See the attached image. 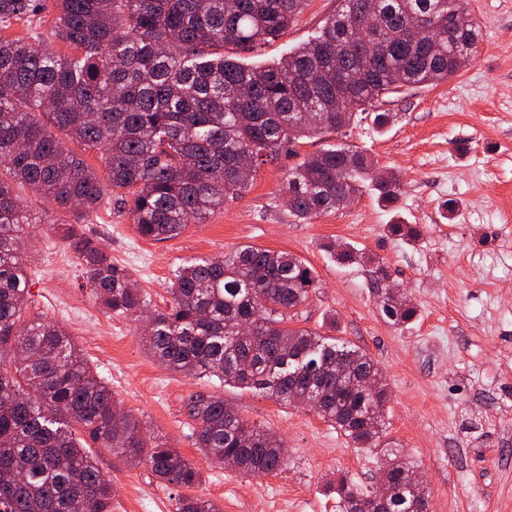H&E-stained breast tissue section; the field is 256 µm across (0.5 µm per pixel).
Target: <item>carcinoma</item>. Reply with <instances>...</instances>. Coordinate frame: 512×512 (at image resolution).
Segmentation results:
<instances>
[{
  "label": "carcinoma",
  "instance_id": "carcinoma-1",
  "mask_svg": "<svg viewBox=\"0 0 512 512\" xmlns=\"http://www.w3.org/2000/svg\"><path fill=\"white\" fill-rule=\"evenodd\" d=\"M306 2L56 0L51 36L74 53H56L36 33L0 37V167L10 175L0 178V512H111L112 483L82 443L86 437L169 484L190 490L202 482L179 450L146 438L142 421L114 400L65 328L24 319L29 278L21 241L32 218L13 182L80 216L117 194L141 237L171 240L243 193L257 169L294 141L340 130L387 95L446 82L476 53L479 31L467 0H339L287 57L269 66L237 60V52L279 38ZM40 8V0H0V31ZM421 26L428 36L414 44L409 35ZM338 71L349 80L342 91ZM70 142L103 150L105 177ZM366 188L390 205L401 184L372 155L342 144L305 157L284 181L288 205L303 221ZM386 229L407 242L421 236L419 225L402 220ZM63 241L106 309L136 317L151 311L143 343L155 361L309 407L356 448L379 440L390 391L377 364L347 342L288 326L319 287L297 257L243 246L190 261L174 270L170 309L158 311L97 238L69 224ZM329 253L339 263L358 256L350 245ZM374 274L386 319L394 326L414 321L416 305L384 284V263ZM249 316L243 335L239 320ZM341 366L351 376L347 386ZM187 410L204 454L229 456L249 476L285 466L283 441L247 423L223 397L193 395ZM381 471L393 489L381 512H428L411 461L392 452ZM334 491L338 512H358L369 495L346 476ZM177 512L219 506L186 495Z\"/></svg>",
  "mask_w": 512,
  "mask_h": 512
}]
</instances>
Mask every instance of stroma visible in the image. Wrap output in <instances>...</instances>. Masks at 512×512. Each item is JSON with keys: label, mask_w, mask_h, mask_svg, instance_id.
<instances>
[{"label": "stroma", "mask_w": 512, "mask_h": 512, "mask_svg": "<svg viewBox=\"0 0 512 512\" xmlns=\"http://www.w3.org/2000/svg\"><path fill=\"white\" fill-rule=\"evenodd\" d=\"M338 0H308L288 31L243 54L269 64L306 42ZM480 33L476 56L436 86L384 98V130L371 119L345 132L303 138L251 186L204 223L157 242L136 233L126 206L106 198L85 220L50 205L30 188L14 191L37 222L26 318L64 326L115 398L154 437L177 448L202 473L194 493L222 512H336L327 486L338 473L372 487L384 448L394 446L423 477L429 512H512V0H468ZM370 153L400 179L393 208L372 192L310 220L296 218L282 195L289 168L325 144ZM420 225L419 241L386 230L394 219ZM81 223L115 263L146 290L154 308L172 303L174 270L188 261L245 245L285 251L312 267L320 286L299 307L298 327L360 347L381 369L391 392L386 428L376 447L356 449L306 407L281 404L245 389L169 371L147 354L140 324L106 312L88 288L75 254L61 238ZM365 252L341 264L330 245ZM416 304L417 319L389 324L372 286V260ZM197 393L224 397L247 422L275 431L288 460L265 476L247 477L215 464L195 444L186 410ZM113 486L112 512H176L186 491L145 465L99 451Z\"/></svg>", "instance_id": "stroma-1"}]
</instances>
